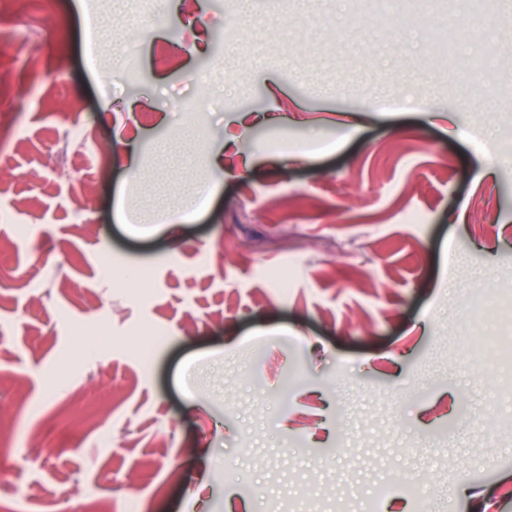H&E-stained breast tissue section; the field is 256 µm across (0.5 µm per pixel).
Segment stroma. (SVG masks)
I'll use <instances>...</instances> for the list:
<instances>
[{"label":"stroma","mask_w":512,"mask_h":512,"mask_svg":"<svg viewBox=\"0 0 512 512\" xmlns=\"http://www.w3.org/2000/svg\"><path fill=\"white\" fill-rule=\"evenodd\" d=\"M50 3L0 16V512H512L459 333L512 289V0Z\"/></svg>","instance_id":"1"}]
</instances>
